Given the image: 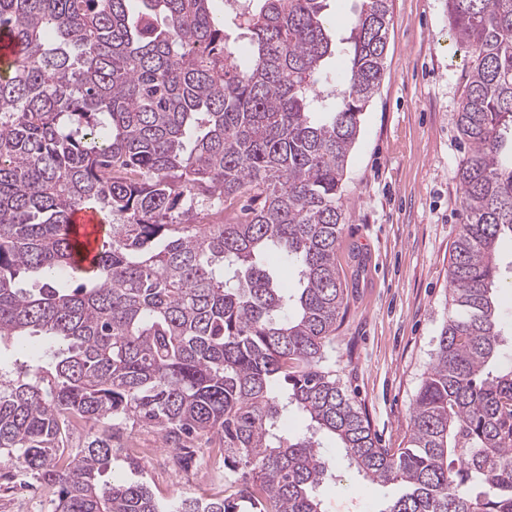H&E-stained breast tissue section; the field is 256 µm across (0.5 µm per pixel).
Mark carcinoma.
Instances as JSON below:
<instances>
[{"mask_svg":"<svg viewBox=\"0 0 512 512\" xmlns=\"http://www.w3.org/2000/svg\"><path fill=\"white\" fill-rule=\"evenodd\" d=\"M326 2L235 0L245 58L213 0H0L21 48L0 67V349L17 346L0 361V462L52 490L51 512H324L320 434L399 488L378 512H512L495 299L512 237V0H448L474 58L456 118L455 313L396 449L331 365L348 307L342 187L384 77L390 0H361L339 40ZM83 209L103 244L74 230ZM292 411L309 434L288 436ZM143 427L178 469L196 440L218 441L235 492L164 503L129 455L135 478H103Z\"/></svg>","mask_w":512,"mask_h":512,"instance_id":"cac0c4a2","label":"carcinoma"}]
</instances>
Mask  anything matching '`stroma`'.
Returning a JSON list of instances; mask_svg holds the SVG:
<instances>
[{
  "mask_svg": "<svg viewBox=\"0 0 512 512\" xmlns=\"http://www.w3.org/2000/svg\"><path fill=\"white\" fill-rule=\"evenodd\" d=\"M385 76L362 116L343 186L336 262L348 309L336 375L382 447L409 445V414L448 309V265L462 221L456 115L472 65L451 37L448 0H391ZM325 512H377L392 485L365 482L326 442ZM175 477L168 454L142 475L159 500L214 490Z\"/></svg>",
  "mask_w": 512,
  "mask_h": 512,
  "instance_id": "1",
  "label": "stroma"
}]
</instances>
